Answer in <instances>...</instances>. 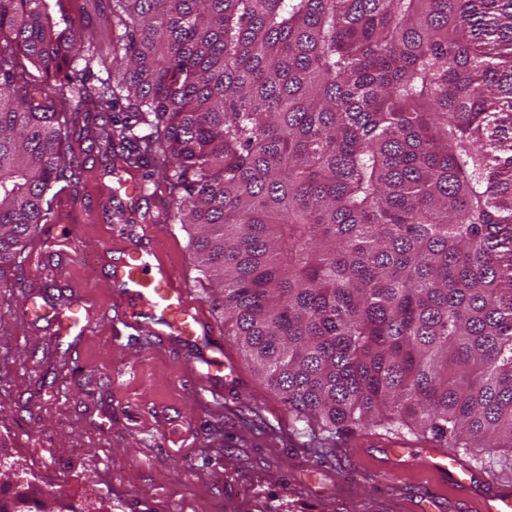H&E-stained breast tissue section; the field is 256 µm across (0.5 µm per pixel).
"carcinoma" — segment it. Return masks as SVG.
Wrapping results in <instances>:
<instances>
[{
  "label": "carcinoma",
  "instance_id": "obj_1",
  "mask_svg": "<svg viewBox=\"0 0 512 512\" xmlns=\"http://www.w3.org/2000/svg\"><path fill=\"white\" fill-rule=\"evenodd\" d=\"M112 29L88 85L66 15L0 0V283L81 155L148 185L162 159L168 222L324 447L408 429L512 469V0H112ZM0 512L112 509L0 441Z\"/></svg>",
  "mask_w": 512,
  "mask_h": 512
}]
</instances>
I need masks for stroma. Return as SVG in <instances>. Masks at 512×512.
<instances>
[{"label":"stroma","instance_id":"stroma-1","mask_svg":"<svg viewBox=\"0 0 512 512\" xmlns=\"http://www.w3.org/2000/svg\"><path fill=\"white\" fill-rule=\"evenodd\" d=\"M96 56L112 55V0H63ZM105 157L87 158L79 182L56 200V223L24 254L0 288V436L39 483L70 494L94 484L112 512H421L442 492L441 512H479L477 499L413 470L392 484L379 462L360 458L354 439L319 447L312 428L245 360L196 269L181 225L168 228L165 261L186 271L239 382L203 393L206 365L195 346L114 322L121 300L110 257L142 243L167 214L165 195L114 189ZM92 305L88 332L59 336L51 319L26 314L30 300Z\"/></svg>","mask_w":512,"mask_h":512}]
</instances>
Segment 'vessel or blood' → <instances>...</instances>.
I'll return each instance as SVG.
<instances>
[{
    "label": "vessel or blood",
    "instance_id": "obj_1",
    "mask_svg": "<svg viewBox=\"0 0 512 512\" xmlns=\"http://www.w3.org/2000/svg\"><path fill=\"white\" fill-rule=\"evenodd\" d=\"M148 240L145 246L131 245L112 262V278L123 292L126 316L144 332H151L159 324L170 335L197 343L201 348L199 360L211 363L213 354L221 352L222 347L214 338L210 323L191 299L183 277L162 261L157 249L158 235H149ZM90 309L87 300L72 301L58 317L59 332L85 331ZM378 454L384 463L383 476L388 481H398L405 471L422 465L441 482L459 489L484 487V512H512V488L476 473L456 453L434 445L411 448L396 441L379 449Z\"/></svg>",
    "mask_w": 512,
    "mask_h": 512
}]
</instances>
